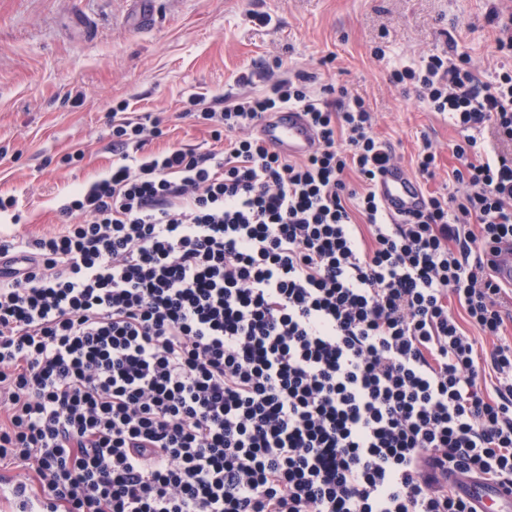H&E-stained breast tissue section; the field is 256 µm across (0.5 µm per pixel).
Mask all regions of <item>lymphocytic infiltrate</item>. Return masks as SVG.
Here are the masks:
<instances>
[{"label": "lymphocytic infiltrate", "instance_id": "1", "mask_svg": "<svg viewBox=\"0 0 512 512\" xmlns=\"http://www.w3.org/2000/svg\"><path fill=\"white\" fill-rule=\"evenodd\" d=\"M390 80L462 136L458 192L398 221L347 88L190 96L220 151L150 150L159 118L113 107L109 173L60 207L80 223L0 236L1 484L39 512H473L461 476L512 483V290L480 256L512 242L482 134L512 142V70L432 53ZM285 108L314 154L255 134Z\"/></svg>", "mask_w": 512, "mask_h": 512}]
</instances>
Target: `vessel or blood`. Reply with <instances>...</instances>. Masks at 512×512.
Instances as JSON below:
<instances>
[{"instance_id": "b4317fda", "label": "vessel or blood", "mask_w": 512, "mask_h": 512, "mask_svg": "<svg viewBox=\"0 0 512 512\" xmlns=\"http://www.w3.org/2000/svg\"><path fill=\"white\" fill-rule=\"evenodd\" d=\"M259 135L280 153L303 158L318 148V135L304 113L286 109L270 115ZM376 193L388 215L400 219L421 210L426 197L406 168L387 166L376 182ZM485 260L499 279L512 284V244L502 242L484 247ZM462 489L476 512H512V491L479 477L464 480Z\"/></svg>"}]
</instances>
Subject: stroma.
Masks as SVG:
<instances>
[{
  "label": "stroma",
  "instance_id": "obj_1",
  "mask_svg": "<svg viewBox=\"0 0 512 512\" xmlns=\"http://www.w3.org/2000/svg\"><path fill=\"white\" fill-rule=\"evenodd\" d=\"M493 0H162L141 22L130 0H0V194L16 196V241L56 233L67 224L58 206L112 166L108 113L124 100L158 116L164 135L152 148L213 149L206 128L182 114L184 101H207L268 83L266 67L281 57V75L316 74L346 86L368 104L374 130L410 166L422 139L438 152L437 175L424 191L445 190L458 162L459 132L435 117L389 71L429 52L465 46L481 79L512 57L496 53L501 33L486 14ZM83 149L76 165L60 158Z\"/></svg>",
  "mask_w": 512,
  "mask_h": 512
}]
</instances>
